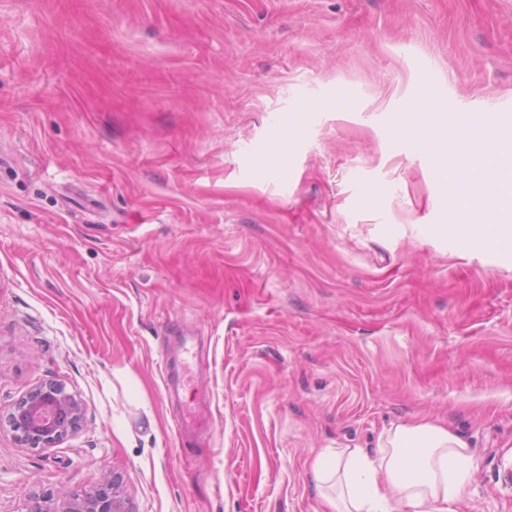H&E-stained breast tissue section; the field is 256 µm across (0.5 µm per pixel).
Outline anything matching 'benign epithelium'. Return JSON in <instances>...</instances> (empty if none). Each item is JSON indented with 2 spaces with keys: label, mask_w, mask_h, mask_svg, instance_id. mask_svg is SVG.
I'll list each match as a JSON object with an SVG mask.
<instances>
[{
  "label": "benign epithelium",
  "mask_w": 512,
  "mask_h": 512,
  "mask_svg": "<svg viewBox=\"0 0 512 512\" xmlns=\"http://www.w3.org/2000/svg\"><path fill=\"white\" fill-rule=\"evenodd\" d=\"M85 416V406L60 380L36 385L14 406L7 425L30 448H48L74 433ZM117 477L103 478L80 493L63 496L59 512H127L118 495Z\"/></svg>",
  "instance_id": "7a95c632"
}]
</instances>
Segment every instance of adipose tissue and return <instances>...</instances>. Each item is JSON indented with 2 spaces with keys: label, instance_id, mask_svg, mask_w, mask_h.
<instances>
[{
  "label": "adipose tissue",
  "instance_id": "ef3b65f1",
  "mask_svg": "<svg viewBox=\"0 0 512 512\" xmlns=\"http://www.w3.org/2000/svg\"><path fill=\"white\" fill-rule=\"evenodd\" d=\"M475 470L468 442L430 418L384 428L374 454L324 448L312 460L328 512H448Z\"/></svg>",
  "mask_w": 512,
  "mask_h": 512
}]
</instances>
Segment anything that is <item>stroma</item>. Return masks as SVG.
<instances>
[{"label":"stroma","instance_id":"35a3bbf8","mask_svg":"<svg viewBox=\"0 0 512 512\" xmlns=\"http://www.w3.org/2000/svg\"><path fill=\"white\" fill-rule=\"evenodd\" d=\"M512 116V0H0V512H325L312 451L438 418L512 512V250L448 232L397 109ZM203 336L164 392L168 327ZM213 427L182 443L197 393ZM85 416V406L61 380L36 385L14 406L7 425L30 448H48L74 433ZM119 481L112 475V481L104 477L100 482L81 493H66L61 510H47L34 507L30 512H128L118 495Z\"/></svg>","mask_w":512,"mask_h":512}]
</instances>
